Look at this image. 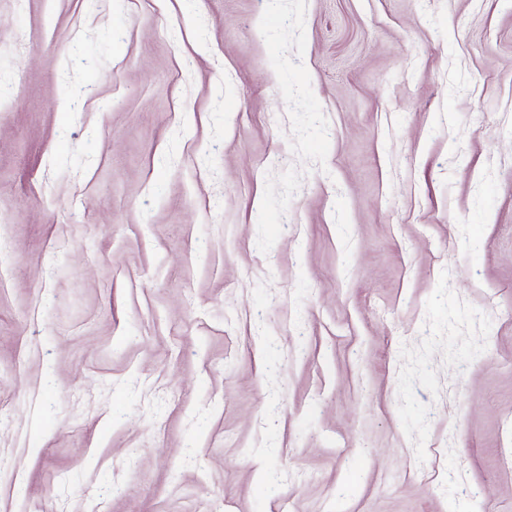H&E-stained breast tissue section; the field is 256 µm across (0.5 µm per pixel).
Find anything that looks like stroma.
Returning a JSON list of instances; mask_svg holds the SVG:
<instances>
[{"instance_id": "stroma-1", "label": "stroma", "mask_w": 512, "mask_h": 512, "mask_svg": "<svg viewBox=\"0 0 512 512\" xmlns=\"http://www.w3.org/2000/svg\"><path fill=\"white\" fill-rule=\"evenodd\" d=\"M0 512H512V0H0Z\"/></svg>"}]
</instances>
